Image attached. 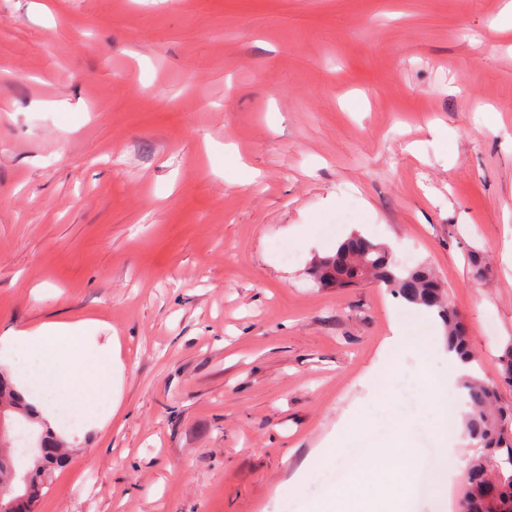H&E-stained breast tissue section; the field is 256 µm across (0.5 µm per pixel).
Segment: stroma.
<instances>
[{
    "label": "stroma",
    "instance_id": "obj_1",
    "mask_svg": "<svg viewBox=\"0 0 512 512\" xmlns=\"http://www.w3.org/2000/svg\"><path fill=\"white\" fill-rule=\"evenodd\" d=\"M511 3L0 0V336L91 319L124 364L33 512H314L359 416L414 450L373 512H459L440 318L306 269L352 230L432 269L512 405Z\"/></svg>",
    "mask_w": 512,
    "mask_h": 512
}]
</instances>
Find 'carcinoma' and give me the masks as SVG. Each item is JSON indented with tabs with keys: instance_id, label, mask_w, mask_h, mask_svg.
Wrapping results in <instances>:
<instances>
[{
	"instance_id": "obj_1",
	"label": "carcinoma",
	"mask_w": 512,
	"mask_h": 512,
	"mask_svg": "<svg viewBox=\"0 0 512 512\" xmlns=\"http://www.w3.org/2000/svg\"><path fill=\"white\" fill-rule=\"evenodd\" d=\"M310 274L321 288H346L372 278L406 302L437 312L446 329L448 351L455 353L466 367L461 378V423L465 436L480 449L466 465L469 480L465 512H512V406L502 403L498 389L479 377L477 367L481 361L470 344L466 327L431 271L421 266L402 268L382 244L352 233L334 253L315 257ZM498 364L500 378L512 386V343L505 346ZM0 412L10 432L32 423L42 427L39 439L47 453L37 455L36 467L25 472V483H20L17 447L11 446L7 456L0 458V512H26L52 473L67 464L68 456L39 412L25 401L10 375L3 372Z\"/></svg>"
}]
</instances>
